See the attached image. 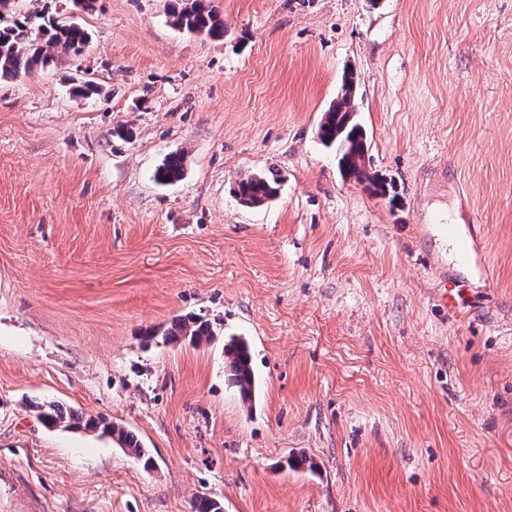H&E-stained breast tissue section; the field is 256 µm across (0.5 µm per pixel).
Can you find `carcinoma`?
I'll return each instance as SVG.
<instances>
[{
	"mask_svg": "<svg viewBox=\"0 0 512 512\" xmlns=\"http://www.w3.org/2000/svg\"><path fill=\"white\" fill-rule=\"evenodd\" d=\"M170 18L172 26L179 30L212 39L224 36V20L211 5V0H184L172 7ZM88 38L87 31L73 21L51 17L41 20L37 16L20 21L13 17V10L0 0V79L16 78L32 72L36 66L47 64L55 51L78 54ZM356 112L353 79L347 78L343 81L341 93L324 115L319 139L325 146L336 150L338 170L344 180L365 184L375 194L386 195L389 185L372 172L366 134L356 122ZM184 172V156L174 153L158 166L155 179L161 183H173L180 180ZM279 184L278 175L272 171L252 173L236 181L234 193L241 204L257 207L276 197ZM157 338L164 343L183 340L192 346H199L211 340L212 330L207 320L182 315L175 317L167 329L150 330L144 336L147 342ZM224 353L227 355L228 382L238 389L244 399H252L257 380L247 340L231 337L224 345ZM34 409L53 427L73 426L98 431L103 436L111 435L128 450L132 458L145 460L147 466L152 464L136 435L104 417L85 418L54 403L37 404ZM193 512H223V506L214 498L198 496L193 501Z\"/></svg>",
	"mask_w": 512,
	"mask_h": 512,
	"instance_id": "cac0c4a2",
	"label": "carcinoma"
}]
</instances>
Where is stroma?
Returning <instances> with one entry per match:
<instances>
[{
  "label": "stroma",
  "mask_w": 512,
  "mask_h": 512,
  "mask_svg": "<svg viewBox=\"0 0 512 512\" xmlns=\"http://www.w3.org/2000/svg\"><path fill=\"white\" fill-rule=\"evenodd\" d=\"M212 3L220 39L174 30L173 0H15L91 40L0 80V512H512V0ZM348 75L394 196L318 137ZM270 169L277 197L241 205ZM451 224L479 225L491 285ZM187 313L211 342L143 343ZM185 172L184 156L174 153L166 157L155 171V179L161 183H173L182 178ZM280 180L272 171L252 173L239 178L234 188L239 202L247 207H257L274 199ZM224 353L227 355L228 382L238 389L245 400H252L257 380L247 340L243 337L232 336L224 345ZM35 411L39 412V416L50 426L53 427H77L84 428L90 431H99L100 435H111L117 437V441L121 444L122 448L128 450L129 455L137 460L145 459L144 464L149 466L152 461L146 457V450L142 447L137 436L125 430L123 427H118L112 422H109L105 417L97 418H84L77 412L63 408L62 406L54 403L48 405L36 404ZM146 457V458H145Z\"/></svg>",
  "instance_id": "35a3bbf8"
}]
</instances>
